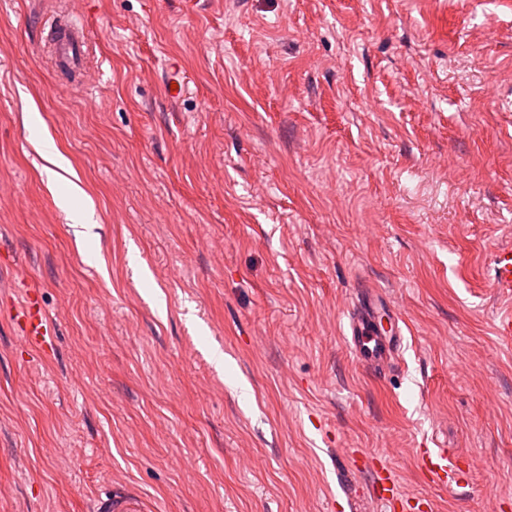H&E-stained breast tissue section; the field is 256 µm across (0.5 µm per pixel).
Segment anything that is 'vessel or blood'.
<instances>
[{
    "mask_svg": "<svg viewBox=\"0 0 512 512\" xmlns=\"http://www.w3.org/2000/svg\"><path fill=\"white\" fill-rule=\"evenodd\" d=\"M45 47L55 72L68 78L71 88H81L87 69V37L82 24L72 13L60 12ZM493 286L499 292L512 294V250L498 253ZM10 318L32 347L51 348L54 329L43 308L37 284L27 285L21 301L13 306ZM398 323L397 314L387 313L379 291L363 290L346 323L345 339L355 359L377 373H384L387 364L402 347L403 336ZM421 461L429 479L437 485L460 486L468 480L467 466L461 459L451 460L445 453L425 448L421 451ZM374 494L390 512H410V498L400 492L390 474L379 476Z\"/></svg>",
    "mask_w": 512,
    "mask_h": 512,
    "instance_id": "vessel-or-blood-1",
    "label": "vessel or blood"
}]
</instances>
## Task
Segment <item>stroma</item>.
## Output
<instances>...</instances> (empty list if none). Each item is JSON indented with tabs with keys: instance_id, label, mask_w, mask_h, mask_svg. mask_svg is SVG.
Returning <instances> with one entry per match:
<instances>
[{
	"instance_id": "stroma-1",
	"label": "stroma",
	"mask_w": 512,
	"mask_h": 512,
	"mask_svg": "<svg viewBox=\"0 0 512 512\" xmlns=\"http://www.w3.org/2000/svg\"><path fill=\"white\" fill-rule=\"evenodd\" d=\"M64 4L75 92L41 53ZM504 248L512 0H0V512H386L368 460L434 512H512ZM365 285L403 331L384 376L344 338ZM493 286L498 292L512 294V250L501 251L496 256ZM23 298L11 310L10 318L20 335L32 347L46 351L53 344L55 332L51 319L45 312L39 286L30 283L24 286ZM422 466L428 478L439 486H460L467 483L468 466L455 458L449 465L445 452H434L430 448H420Z\"/></svg>"
}]
</instances>
